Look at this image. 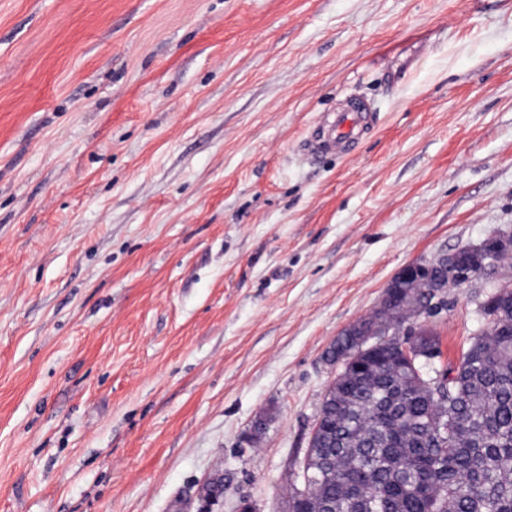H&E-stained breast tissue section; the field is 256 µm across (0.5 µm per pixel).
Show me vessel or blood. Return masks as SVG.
<instances>
[{"label":"vessel or blood","instance_id":"1","mask_svg":"<svg viewBox=\"0 0 512 512\" xmlns=\"http://www.w3.org/2000/svg\"><path fill=\"white\" fill-rule=\"evenodd\" d=\"M373 119L374 114L366 102L349 99L344 109L320 118L307 149L314 154L350 151Z\"/></svg>","mask_w":512,"mask_h":512}]
</instances>
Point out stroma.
Instances as JSON below:
<instances>
[{
  "instance_id": "obj_1",
  "label": "stroma",
  "mask_w": 512,
  "mask_h": 512,
  "mask_svg": "<svg viewBox=\"0 0 512 512\" xmlns=\"http://www.w3.org/2000/svg\"><path fill=\"white\" fill-rule=\"evenodd\" d=\"M507 224L512 0H0V512H285L330 343ZM374 112L363 100L350 98L347 106L320 118L312 140L306 144L312 154L349 152L373 123Z\"/></svg>"
}]
</instances>
